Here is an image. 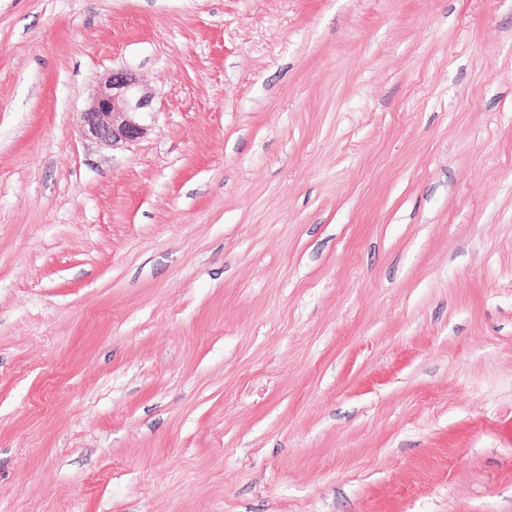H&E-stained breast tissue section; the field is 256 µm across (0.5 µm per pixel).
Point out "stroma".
I'll return each mask as SVG.
<instances>
[{
    "instance_id": "stroma-1",
    "label": "stroma",
    "mask_w": 512,
    "mask_h": 512,
    "mask_svg": "<svg viewBox=\"0 0 512 512\" xmlns=\"http://www.w3.org/2000/svg\"><path fill=\"white\" fill-rule=\"evenodd\" d=\"M0 512H512V0H0ZM152 96L130 69L112 73L94 91L91 104L81 112V120L92 138L112 143H132L147 134V117Z\"/></svg>"
}]
</instances>
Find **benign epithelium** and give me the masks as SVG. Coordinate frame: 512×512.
Returning <instances> with one entry per match:
<instances>
[{
	"label": "benign epithelium",
	"mask_w": 512,
	"mask_h": 512,
	"mask_svg": "<svg viewBox=\"0 0 512 512\" xmlns=\"http://www.w3.org/2000/svg\"><path fill=\"white\" fill-rule=\"evenodd\" d=\"M152 113V96L137 75L117 68L95 89L81 120L89 136L115 145L144 137L149 129L147 117Z\"/></svg>",
	"instance_id": "obj_1"
}]
</instances>
